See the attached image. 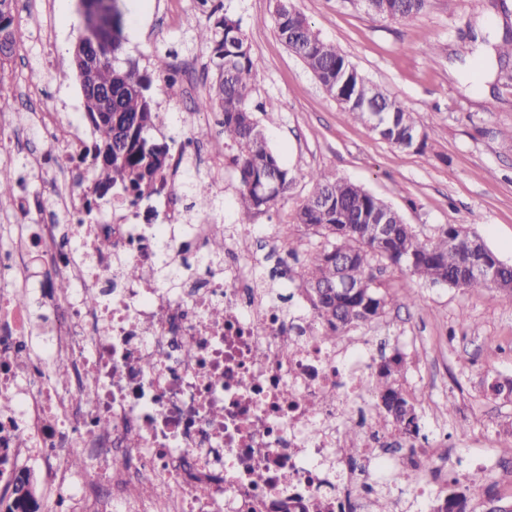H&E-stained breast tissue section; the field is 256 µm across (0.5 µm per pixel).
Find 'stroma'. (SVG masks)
Returning <instances> with one entry per match:
<instances>
[{"label": "stroma", "instance_id": "obj_1", "mask_svg": "<svg viewBox=\"0 0 512 512\" xmlns=\"http://www.w3.org/2000/svg\"><path fill=\"white\" fill-rule=\"evenodd\" d=\"M319 33L336 43L359 72L384 88L430 131L423 151L398 149L350 121L321 88L312 72L278 38L275 0H119L124 14V53L154 76L152 96L159 121L153 132L178 155L197 129L215 130V117L196 112L206 94V51L194 43L197 28L212 9L239 18L262 68L253 91L258 118L274 150L296 176L287 199L256 217V229L307 239L295 212L312 189L310 171L326 169L384 200L423 239L442 226L476 231L504 263L512 265V67L500 69L493 46L506 24L488 28L491 0H428L421 13L392 20L367 14L360 0H294ZM14 45L0 67V89L13 102L0 131L23 130L32 114L55 113L91 133L85 101L73 67L82 32L80 0H17ZM470 40L472 54L458 60L455 49ZM439 49L430 58L427 46ZM55 94L40 103L31 82ZM203 161L224 163V181L214 184V217L234 224L240 205L238 174L229 153L211 144ZM391 294L379 321L354 328L357 336H387L411 367L406 385L417 391V410L436 448L448 449L452 463L436 488L459 477L481 481L471 490L473 512H484V486L512 500V400L494 397L486 384L512 377V300L485 290L430 286L397 268L378 276ZM421 297L412 306L401 286Z\"/></svg>", "mask_w": 512, "mask_h": 512}]
</instances>
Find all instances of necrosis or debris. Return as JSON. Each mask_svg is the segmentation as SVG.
<instances>
[{
	"mask_svg": "<svg viewBox=\"0 0 512 512\" xmlns=\"http://www.w3.org/2000/svg\"><path fill=\"white\" fill-rule=\"evenodd\" d=\"M54 136L57 154L19 169L21 185L49 179L39 221L0 225V448L42 473L50 512H373L380 473L402 470L425 496L438 453L379 426L360 339L322 344L305 303L262 277L263 254L171 193L89 219L72 164L86 141L69 126ZM217 235L220 261L207 253ZM163 266L182 269L177 287L160 282ZM352 427L364 438L356 460L343 452ZM146 473L157 494H132Z\"/></svg>",
	"mask_w": 512,
	"mask_h": 512,
	"instance_id": "necrosis-or-debris-1",
	"label": "necrosis or debris"
}]
</instances>
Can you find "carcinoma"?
Segmentation results:
<instances>
[{
    "label": "carcinoma",
    "mask_w": 512,
    "mask_h": 512,
    "mask_svg": "<svg viewBox=\"0 0 512 512\" xmlns=\"http://www.w3.org/2000/svg\"><path fill=\"white\" fill-rule=\"evenodd\" d=\"M84 27L75 48V68L93 75L99 85L112 86V115L92 101L86 102V116L93 138L87 148L92 157L89 205L109 201L119 188L133 202L165 189L170 170L169 147L157 142L151 131L159 118L154 112L152 75L122 57L123 14L117 0H81ZM367 12L395 20L422 12L427 0H360ZM16 0H0V39L13 42ZM213 21L197 29L195 39L208 52L207 97L197 109L216 117L218 138L224 148L235 151L231 162L240 184L241 206L237 223L249 225L288 196L294 176L271 147L265 127L252 107V95L261 62L252 53L240 20L212 10ZM275 27L280 40L313 73L323 90L336 99L343 112L355 122H371V110L379 111L375 131L392 145L411 149L426 147L429 133L419 128L412 114L382 88L357 72L340 48L319 37L308 19L289 0H277ZM500 67L512 61V38L506 36L493 46ZM422 133L421 143L414 134ZM312 191L298 206L295 220L320 244L303 249L300 241H288V258L301 262L302 294L310 305V326L322 331L329 345L349 330L382 318L387 310V291L374 269L380 265L406 269L417 279L449 288L473 291L494 289L512 300V268L500 271L491 281L472 273V254L467 238L472 232L448 225L431 239H419L409 224H391L384 239L367 217L385 213L390 207L362 186L336 177L326 170L309 174ZM15 169L0 168V198L14 195ZM177 190L192 199L198 211L213 209L215 200L208 184L186 178ZM409 368L406 355L395 352L381 356L369 376L378 405V418L399 429L407 438L421 435L420 418L414 399L403 387ZM345 453L357 457L363 450V436L353 428L344 443ZM0 469L10 470L0 512H41L36 488L25 500L16 498L22 478L32 479L26 469L9 467L0 455ZM433 512H471L469 499L452 491L437 497Z\"/></svg>",
    "instance_id": "carcinoma-1"
}]
</instances>
